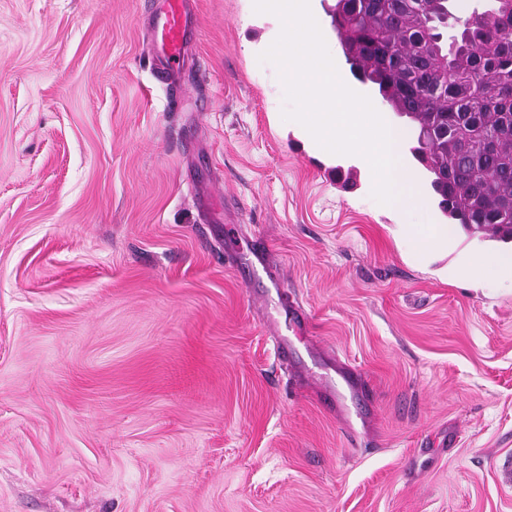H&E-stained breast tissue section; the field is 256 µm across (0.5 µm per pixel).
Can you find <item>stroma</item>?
Here are the masks:
<instances>
[{"label":"stroma","instance_id":"obj_1","mask_svg":"<svg viewBox=\"0 0 512 512\" xmlns=\"http://www.w3.org/2000/svg\"><path fill=\"white\" fill-rule=\"evenodd\" d=\"M335 3L341 79L412 130ZM162 5L0 0V512H512V283L455 277L469 233L404 256L399 225L447 221L429 173L404 153L423 204L384 208L283 121L253 0H189L169 108Z\"/></svg>","mask_w":512,"mask_h":512}]
</instances>
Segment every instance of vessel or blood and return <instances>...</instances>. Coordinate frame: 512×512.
I'll list each match as a JSON object with an SVG mask.
<instances>
[{"label":"vessel or blood","instance_id":"obj_1","mask_svg":"<svg viewBox=\"0 0 512 512\" xmlns=\"http://www.w3.org/2000/svg\"><path fill=\"white\" fill-rule=\"evenodd\" d=\"M185 0H164L162 9L154 16V41L161 46L156 79L165 85L170 104H180L182 86L178 75L184 63L182 53L186 30L184 24Z\"/></svg>","mask_w":512,"mask_h":512}]
</instances>
